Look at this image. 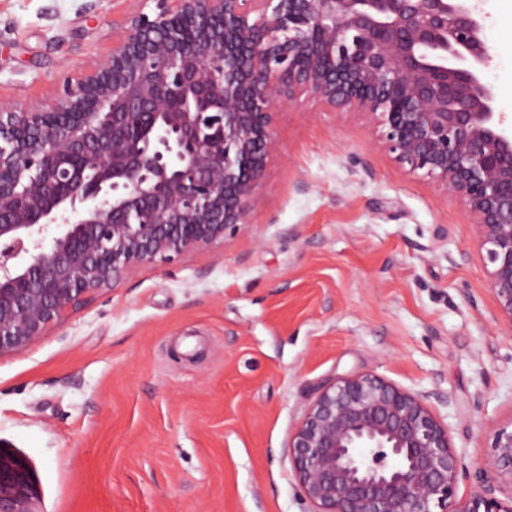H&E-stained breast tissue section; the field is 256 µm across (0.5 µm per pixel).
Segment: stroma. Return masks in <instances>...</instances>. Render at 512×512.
Masks as SVG:
<instances>
[{"mask_svg": "<svg viewBox=\"0 0 512 512\" xmlns=\"http://www.w3.org/2000/svg\"><path fill=\"white\" fill-rule=\"evenodd\" d=\"M484 76L512 113V0H482ZM154 0H0V98L50 97ZM264 204L223 244L129 271L0 357V450L44 512H308L288 440L338 377L420 396L467 470L512 428L502 329L471 213L407 173L364 112L277 117Z\"/></svg>", "mask_w": 512, "mask_h": 512, "instance_id": "stroma-1", "label": "stroma"}]
</instances>
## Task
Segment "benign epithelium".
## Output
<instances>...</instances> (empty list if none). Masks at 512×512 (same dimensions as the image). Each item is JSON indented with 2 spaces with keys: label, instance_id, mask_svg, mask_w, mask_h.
Listing matches in <instances>:
<instances>
[{
  "label": "benign epithelium",
  "instance_id": "benign-epithelium-1",
  "mask_svg": "<svg viewBox=\"0 0 512 512\" xmlns=\"http://www.w3.org/2000/svg\"><path fill=\"white\" fill-rule=\"evenodd\" d=\"M55 96L0 103V357L38 342L130 270L224 241L263 205L278 110L299 95L366 112L382 147L474 218L512 333V124L482 69L469 0H157ZM311 512H512V430L465 500L448 425L415 393L345 375L288 441ZM0 512H43L0 451Z\"/></svg>",
  "mask_w": 512,
  "mask_h": 512
}]
</instances>
